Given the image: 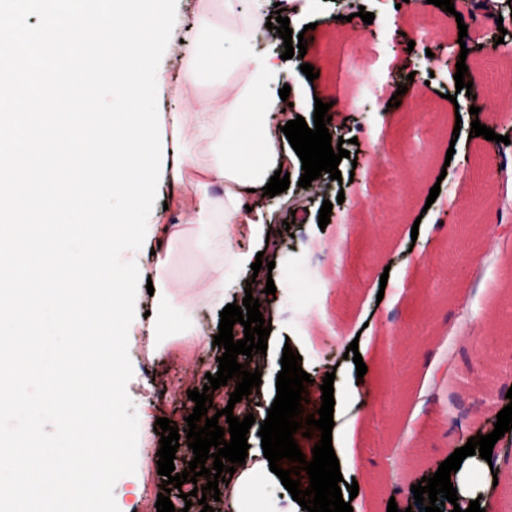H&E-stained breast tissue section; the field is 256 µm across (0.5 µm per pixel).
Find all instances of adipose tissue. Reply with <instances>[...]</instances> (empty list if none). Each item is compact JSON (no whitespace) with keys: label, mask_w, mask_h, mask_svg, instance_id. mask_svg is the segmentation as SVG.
Listing matches in <instances>:
<instances>
[{"label":"adipose tissue","mask_w":512,"mask_h":512,"mask_svg":"<svg viewBox=\"0 0 512 512\" xmlns=\"http://www.w3.org/2000/svg\"><path fill=\"white\" fill-rule=\"evenodd\" d=\"M269 0H224V14L200 16L196 21L199 41L196 53L183 70L180 81L182 105L171 112V152L175 161L171 179L182 185L177 206L186 223L203 226V247L212 260L206 277L210 286L205 298L224 303L225 266L246 268L251 252L234 240L235 227L247 226L250 233H263L258 213L250 211L252 193L262 190L280 166L292 165L289 152L282 150L278 124L288 121L290 111H301L304 92L292 102L282 101L270 91L283 78L274 58L256 54L250 45L252 33L267 18ZM238 47L234 57L224 53L225 44ZM220 68L226 74L224 94L201 97L196 93L202 69ZM205 141L212 147L202 165L187 162L181 155L185 141ZM158 319L151 329L155 336H183L190 319L183 309L172 307L165 284L155 289ZM268 461L248 455L237 466L236 480L228 496L229 512H294L293 508H266L260 494L262 484L274 482Z\"/></svg>","instance_id":"obj_1"}]
</instances>
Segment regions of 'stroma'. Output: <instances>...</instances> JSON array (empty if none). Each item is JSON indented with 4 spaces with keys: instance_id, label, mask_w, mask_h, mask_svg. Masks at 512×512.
<instances>
[{
    "instance_id": "obj_1",
    "label": "stroma",
    "mask_w": 512,
    "mask_h": 512,
    "mask_svg": "<svg viewBox=\"0 0 512 512\" xmlns=\"http://www.w3.org/2000/svg\"><path fill=\"white\" fill-rule=\"evenodd\" d=\"M374 13L372 25L351 16L348 0H293L287 16L294 32L303 33L304 57L284 59L287 83L307 97L335 103L328 125L332 137L350 140V155L338 169L340 180L321 174L317 186L302 188L301 168H293L288 189L264 198L259 208L271 233L238 237L242 248L273 263L272 271L232 267L224 270L226 303L243 300L247 280L256 288L274 283L275 295L263 296L260 311L272 331L265 355L258 361L262 383L245 402L255 423L248 433L251 449L261 447L260 425L276 397L284 346L302 358L303 370L315 381L334 372L335 391L358 390L360 397L334 415V429L352 431L354 468H342L344 481H357L353 512H387L396 501L400 512L414 498L396 493L395 481L411 486L430 477L454 450L455 443L489 434L508 401L512 378L492 377L493 399L477 415L460 379L483 376L477 340L491 336L512 341V320L499 317L512 304V250L492 251L501 222L512 211L495 198L488 182L499 164L497 144L471 136L472 120L496 134H512V118L499 116L500 98L487 84L475 82L472 103L479 115L456 113L450 97L456 89L445 68H431L457 51L445 32L457 22L442 8L426 6L418 18L399 22L397 0H361ZM219 0H177L171 43L164 59L166 83L157 94L160 114L179 108L178 77L190 59L197 38L195 15L216 12ZM372 28L376 39L350 51L351 33ZM413 44L405 52V44ZM309 63L318 74L307 79L300 69ZM413 77L416 111L390 106L399 84ZM386 133V156L373 155L376 127ZM452 168H445L446 154ZM439 187L435 202L427 197ZM181 191L169 175H161L156 208L163 223L181 232L162 276L177 299L203 296L209 257L199 226L182 223L168 204ZM333 208L327 226H319L324 201ZM290 229H283V221ZM486 285L473 289L474 276ZM340 279L339 288L328 282ZM148 292L136 299V317L129 327L133 376L127 391L137 415L165 417L186 429L194 403L188 390L203 388L206 373H217L215 346L218 309L195 306L197 333L170 341L150 352L146 336ZM367 367L357 377L346 358L350 343ZM456 366L457 382L435 387L433 373L443 360ZM494 468L471 465L467 479L489 512H512L499 484L512 474V431L493 448ZM157 464L120 477L114 486L119 512H141L136 490L156 499L162 478Z\"/></svg>"
}]
</instances>
